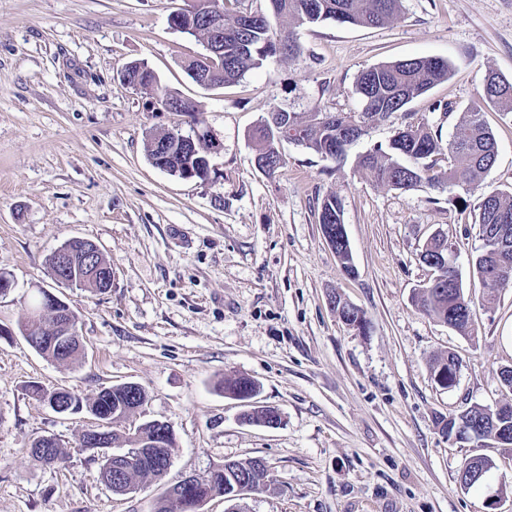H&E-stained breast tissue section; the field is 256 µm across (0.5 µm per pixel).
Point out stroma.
<instances>
[{
	"mask_svg": "<svg viewBox=\"0 0 512 512\" xmlns=\"http://www.w3.org/2000/svg\"><path fill=\"white\" fill-rule=\"evenodd\" d=\"M185 0H0V512H152L162 484L205 475L227 460L263 459L271 483L244 495L241 512H512V450L444 437L436 418L472 404L512 400L499 380L512 366V288L472 269L482 241L479 193L420 184L397 190L361 177L360 155L388 145L406 121L450 139L458 114L479 98L488 72L512 80V0H403L390 24L326 21L299 30L298 57H277L220 88L193 82L183 64L203 51L172 28ZM450 60L454 72L408 115L371 126L343 159L280 143L283 167L267 176L251 133L274 108L356 112L362 70L414 57ZM145 63L159 86L197 114L158 112L149 92L124 84L122 66ZM435 101L447 111L432 110ZM497 143L488 190L512 191V112L489 108ZM209 130L222 144L206 177L156 168L151 134ZM343 209L354 274L318 220L322 197ZM443 233L472 300L476 339L419 311L432 277L419 260ZM84 238L112 266V286L91 293L54 281L49 256ZM78 317L83 354L68 364L38 355L19 331L36 289ZM339 293L369 329H349L329 303ZM461 359L452 389L434 382L431 358ZM251 378V401L217 382ZM81 397L133 382L147 394L118 429L167 422L176 450L162 481L112 493L101 459L81 445L85 412L58 414L26 394L28 382ZM270 406L269 428L245 411ZM54 437L64 463L29 456ZM494 466L482 485L457 480L465 458Z\"/></svg>",
	"mask_w": 512,
	"mask_h": 512,
	"instance_id": "obj_1",
	"label": "stroma"
}]
</instances>
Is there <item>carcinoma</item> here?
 Wrapping results in <instances>:
<instances>
[{
  "instance_id": "cac0c4a2",
  "label": "carcinoma",
  "mask_w": 512,
  "mask_h": 512,
  "mask_svg": "<svg viewBox=\"0 0 512 512\" xmlns=\"http://www.w3.org/2000/svg\"><path fill=\"white\" fill-rule=\"evenodd\" d=\"M269 13L258 14L252 25L244 30L238 28L237 17L224 19V59L215 64L211 73L212 81L218 85L237 82L247 72L263 66L271 58L300 53L298 29L305 25L334 21L338 24L378 28L393 21L401 10L402 0H269ZM247 41L252 48L247 53L235 50V42ZM452 72L449 61L436 57H419L379 64L361 72L354 85V94L360 101L359 112L346 116L331 114L317 122L296 112L287 113L293 124L304 134L302 147L323 155L334 147L336 155L345 153L346 148L365 134V125L376 118L390 117L406 111L413 101L426 96L435 86L448 80ZM488 83L483 85L479 99L483 106L506 112L512 111V81L490 73ZM482 106H471L460 112L455 133L449 140H443L441 133L424 122L410 123L395 132L387 149L380 147L359 156V173L373 178L376 182L401 190H410L416 183L427 181L431 184L448 183V186H464L473 193L482 187L485 175L492 169L497 157V141L492 130L482 119ZM255 129L253 138L257 153L271 156L278 152L276 141L270 136L264 122ZM449 157L451 166L434 173L437 161ZM475 223L479 226L482 239L498 240L494 250L482 247L472 261L473 271L493 287L512 286V194L500 191L481 193ZM319 224H328L334 229L336 256L347 272H354L351 250L342 246L339 240L346 234L342 219V206L335 195H327L321 202ZM448 251V242L432 237L425 243L422 253L429 259L440 260ZM461 280L459 271L450 269L446 279L437 284L427 283L416 296L418 308L426 315L454 328L463 336L473 335L471 321V299L463 288L457 287ZM50 311L37 317L27 311L20 330L28 345L43 358L57 363H71L81 356L82 348L75 344L51 341L52 334L44 327ZM459 367V358L452 352L430 362L434 380L448 379ZM218 389L239 400H248L256 392L255 382L243 375H226ZM146 399L140 388L135 393L120 386L99 391L94 397L83 399L74 396L75 403L88 412H105L112 415V422L129 416L140 408ZM463 422L465 432L459 441L482 438H512V420L496 417L495 411L483 405H474L457 414L436 417L440 432L448 437L455 435L458 422ZM158 435L157 428L149 421L140 424L134 433L125 434L112 430L111 439L122 441L128 449H139L135 462L129 470L121 473V480L133 489L147 480H159L167 471L175 439L167 440L165 448H147ZM33 460L41 466L58 465L64 459L60 444L46 449L39 455L30 447ZM263 460H231L210 471L201 478L195 489L197 508L187 509L183 500L169 497L165 489L158 497L155 509L158 512H202L204 505L216 496L231 498L236 495L237 485L244 479L255 483L256 489L270 485V476L264 475Z\"/></svg>"
}]
</instances>
